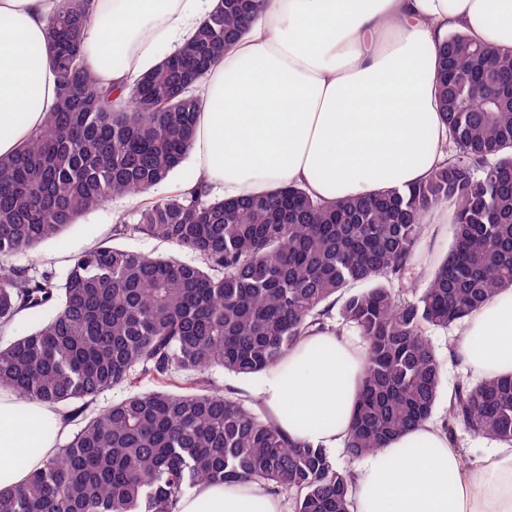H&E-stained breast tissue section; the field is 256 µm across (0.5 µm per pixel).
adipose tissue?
I'll return each mask as SVG.
<instances>
[{"label": "adipose tissue", "instance_id": "adipose-tissue-1", "mask_svg": "<svg viewBox=\"0 0 512 512\" xmlns=\"http://www.w3.org/2000/svg\"><path fill=\"white\" fill-rule=\"evenodd\" d=\"M220 0H93L84 52L96 81L122 87L178 51ZM61 0H0V157L52 111L58 77L48 23ZM461 30L512 50V0H267L263 15L201 81L191 160L226 198L296 184L324 201L425 180L447 156L436 110L438 47ZM451 354L470 382L512 374V289L457 323ZM366 346L326 330L304 337L253 389L293 440L344 447ZM40 404L0 394V492L26 481L55 439ZM354 512H512V444L462 456L427 422L361 457ZM179 512H283L258 484L205 483Z\"/></svg>", "mask_w": 512, "mask_h": 512}]
</instances>
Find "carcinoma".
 Masks as SVG:
<instances>
[{"label": "carcinoma", "instance_id": "obj_1", "mask_svg": "<svg viewBox=\"0 0 512 512\" xmlns=\"http://www.w3.org/2000/svg\"><path fill=\"white\" fill-rule=\"evenodd\" d=\"M176 54L128 97L96 83L82 51L89 0L51 18L58 96L45 126L0 157V257L57 238L117 195L149 194L192 148L201 104L188 83L262 14L266 0H221ZM451 156L428 177L373 197L323 202L296 185L220 199L201 185L118 217L193 255L153 257L97 244L59 277L0 264V324L49 311L0 346V389L84 425L27 483L0 492V512H179L201 483H257L291 512H352L353 472L329 450L282 434L261 404L212 386L277 366L326 325L366 343L365 376L347 452L360 457L432 419L442 364L428 336L512 288V52L448 34L436 75ZM454 206L452 246L407 294L423 217ZM365 288L350 293L348 288ZM147 380L148 390L138 389ZM183 381V391L171 387ZM128 393L109 408L101 393ZM444 428L512 440V375L448 397Z\"/></svg>", "mask_w": 512, "mask_h": 512}]
</instances>
